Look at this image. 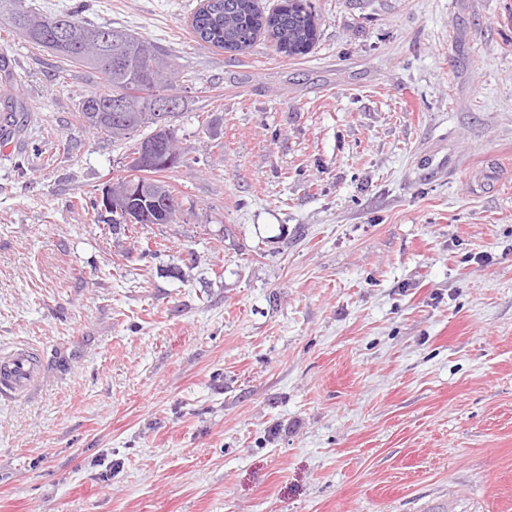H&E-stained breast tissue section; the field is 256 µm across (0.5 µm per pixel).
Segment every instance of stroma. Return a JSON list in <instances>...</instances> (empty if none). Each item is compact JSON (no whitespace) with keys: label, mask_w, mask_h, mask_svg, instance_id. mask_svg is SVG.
I'll return each instance as SVG.
<instances>
[{"label":"stroma","mask_w":512,"mask_h":512,"mask_svg":"<svg viewBox=\"0 0 512 512\" xmlns=\"http://www.w3.org/2000/svg\"><path fill=\"white\" fill-rule=\"evenodd\" d=\"M25 2L169 56L183 206L89 209L147 132L0 19V512H512V0H309L296 58ZM39 364L28 347H17L0 357V396H20L39 377Z\"/></svg>","instance_id":"1"}]
</instances>
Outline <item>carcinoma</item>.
<instances>
[{
    "label": "carcinoma",
    "instance_id": "carcinoma-1",
    "mask_svg": "<svg viewBox=\"0 0 512 512\" xmlns=\"http://www.w3.org/2000/svg\"><path fill=\"white\" fill-rule=\"evenodd\" d=\"M10 17L12 27L20 31L28 43L48 50L52 49L59 34L68 33L72 38L70 46L54 55L71 66L86 67L98 73L100 85L79 103L80 117L85 125L114 142L130 138L141 128H154L148 116L153 101L175 90L177 79L175 69L162 50L132 33L107 25L86 24L77 12L43 18L28 10L23 0H14ZM193 33L200 41L230 53L248 50L266 33L275 40L278 52L297 57L307 54L314 45L318 24L316 14L306 0L297 4L283 0L268 14L260 9L256 0L253 3L250 0H212L206 9L196 12ZM117 36L125 52L120 69L98 64L86 53L89 44L99 55H106L115 49L113 39ZM115 100L124 102L119 116L112 112ZM181 162L179 152L171 153L161 148L153 162L139 169V173L122 176L114 182L116 190L126 193L129 208L143 216V223L169 224L181 209L171 187L159 179V175ZM133 182L162 187L171 200L167 214L156 215L154 195L137 192L131 188Z\"/></svg>",
    "mask_w": 512,
    "mask_h": 512
}]
</instances>
